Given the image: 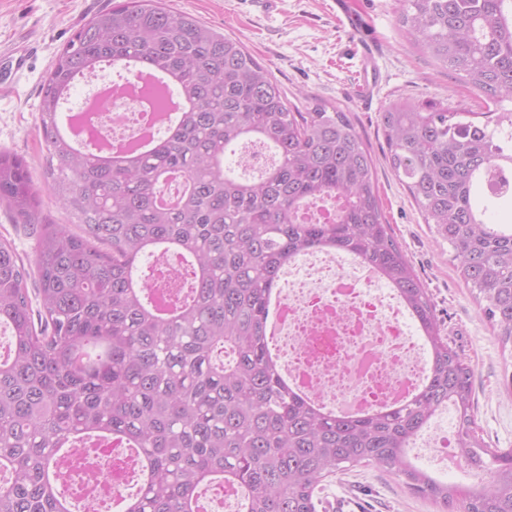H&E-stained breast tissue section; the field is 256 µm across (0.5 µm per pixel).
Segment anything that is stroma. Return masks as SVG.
<instances>
[{"label":"stroma","mask_w":512,"mask_h":512,"mask_svg":"<svg viewBox=\"0 0 512 512\" xmlns=\"http://www.w3.org/2000/svg\"><path fill=\"white\" fill-rule=\"evenodd\" d=\"M216 32L240 40L290 102L307 110L336 105L347 113L375 161L386 221L427 288L442 332L472 369L475 431L491 448H512V353L503 351L471 288L454 271V252L424 223L404 182L385 160L381 114L389 102L480 111L484 96L462 73L436 65L413 48L398 21V0H164ZM111 0H0V53L26 47L25 66L0 90V152L24 158L45 221L62 224L64 210L44 184L46 146L39 127L41 88L55 56ZM359 21L351 30L348 16ZM373 47L363 62L361 42ZM324 512H439L395 475L371 466L326 479Z\"/></svg>","instance_id":"1"}]
</instances>
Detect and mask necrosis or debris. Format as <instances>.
Masks as SVG:
<instances>
[{
  "label": "necrosis or debris",
  "mask_w": 512,
  "mask_h": 512,
  "mask_svg": "<svg viewBox=\"0 0 512 512\" xmlns=\"http://www.w3.org/2000/svg\"><path fill=\"white\" fill-rule=\"evenodd\" d=\"M96 118L98 131L115 145L132 142L156 124L146 98L127 91L113 95L111 114ZM283 299L284 367L319 401L346 407L387 403L424 373L426 360L408 334L396 294L377 292L375 277L350 274L337 253L310 252L291 264ZM57 472L83 512H110L111 500L141 476L131 449L98 441L68 448Z\"/></svg>",
  "instance_id": "obj_1"
}]
</instances>
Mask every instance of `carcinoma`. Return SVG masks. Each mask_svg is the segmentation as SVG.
Returning <instances> with one entry per match:
<instances>
[{
	"label": "carcinoma",
	"instance_id": "obj_1",
	"mask_svg": "<svg viewBox=\"0 0 512 512\" xmlns=\"http://www.w3.org/2000/svg\"><path fill=\"white\" fill-rule=\"evenodd\" d=\"M409 40L493 105L512 102V0H401ZM142 60L165 75L182 111L146 150L107 157L73 148L57 114L78 75L102 61ZM463 107L421 112L407 101L381 115L391 168L425 223L454 252L460 278L512 347V221L488 224L512 198V110L485 123ZM44 179L69 216L41 224L37 278L0 239V512H71L57 478L60 449L111 435L137 453L142 487L124 512H199L200 491L224 481L241 512H317L330 476L376 465L442 512H512V448L474 433L471 370L442 335L436 309L395 241L377 197L374 159L348 115L302 112L243 44L163 0H112L57 53L42 88ZM272 163L247 179L225 162L243 143ZM189 189L161 202L167 179ZM333 195L329 223L301 207ZM0 203L40 224L25 160L0 154ZM174 247L189 262L185 296L151 305L142 256ZM347 252L401 298L430 349L427 377L406 403L360 418L326 413L293 390L268 355L266 292L296 257ZM452 407L455 446L473 487L419 468L409 447Z\"/></svg>",
	"mask_w": 512,
	"mask_h": 512
}]
</instances>
